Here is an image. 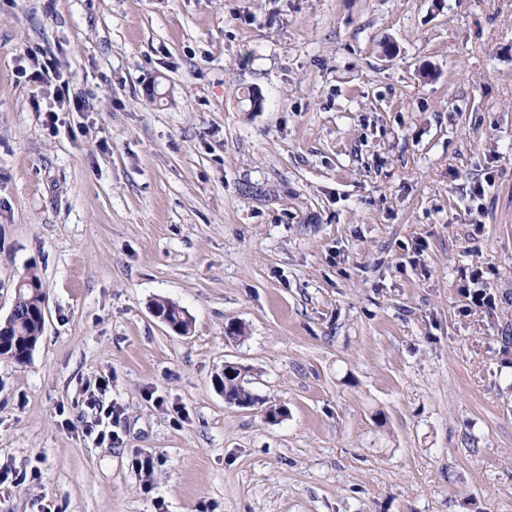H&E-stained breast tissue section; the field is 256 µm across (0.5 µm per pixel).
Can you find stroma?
<instances>
[{
  "instance_id": "1",
  "label": "stroma",
  "mask_w": 512,
  "mask_h": 512,
  "mask_svg": "<svg viewBox=\"0 0 512 512\" xmlns=\"http://www.w3.org/2000/svg\"><path fill=\"white\" fill-rule=\"evenodd\" d=\"M31 266L0 512H512V0H0V320ZM32 61L33 71L29 74V80L33 83L44 86L47 89L53 86L52 97L54 106L41 110L40 102L33 99L36 112H45L44 123L46 126L53 127L58 121L56 112H88L90 110L89 101L79 95H70L69 80L64 78L63 72L48 61L41 62L37 54L28 55ZM23 278L31 284H37V288L20 293L18 296L15 295L14 303L16 309L26 312H31L29 319L24 321L21 325H16L14 322L8 321L13 313L11 310L6 320L1 323V344H0V358H6L13 360L15 363L23 364L29 359V350L34 349L37 345L43 331V326L40 323L39 306L44 302V293L42 290V282L40 276L33 268L27 269V272L23 275ZM25 280H19L15 286V292L18 293L21 288L27 282ZM45 303V302H44ZM44 303L42 305V316L45 315ZM36 313L38 318H34L33 314ZM6 326L8 329L2 332ZM9 331V334H8ZM28 358V359H27ZM154 305L158 308H160L163 312L167 310V313L170 316V319L174 325L178 324L177 326H173L166 318L165 314H163L159 309L155 308L154 313L155 315L169 328H171L173 331H175L179 335L186 334L185 328L183 325H181L183 322L180 321L177 323L178 318L184 319V313L183 310L178 307L176 304L168 301V300H157ZM244 376V372H242ZM221 387L224 390V398L229 403L236 405L237 402L247 401L251 404L258 402V398L252 393L251 389L247 386L248 379L247 375L241 377L240 374L233 375L224 374V379L220 381ZM247 402L239 403L240 407H249ZM87 408L91 411V421H87L86 427L84 429V432L86 434V437H94V441L97 443H101L105 441L106 437L112 438L111 432L107 435L105 431L99 429L100 424L103 422V419L101 416H97L99 413H104L106 418H110L114 414L113 408L107 412L102 411V408L100 406V399L99 396L95 394V392L90 393V397L87 399Z\"/></svg>"
}]
</instances>
